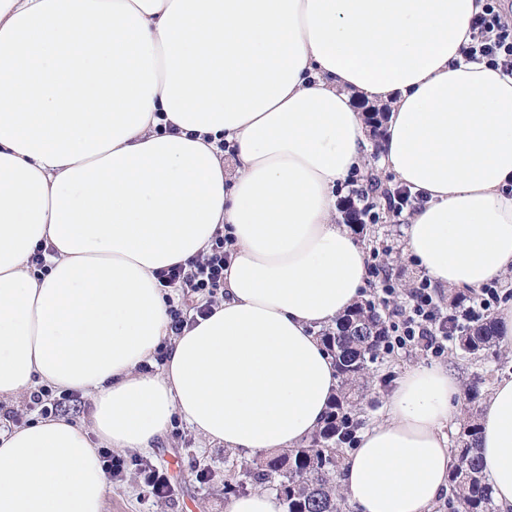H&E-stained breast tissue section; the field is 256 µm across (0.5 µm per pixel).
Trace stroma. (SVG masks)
<instances>
[{"label": "stroma", "instance_id": "35a3bbf8", "mask_svg": "<svg viewBox=\"0 0 512 512\" xmlns=\"http://www.w3.org/2000/svg\"><path fill=\"white\" fill-rule=\"evenodd\" d=\"M377 212L378 221L368 224L363 235L368 255L376 257L384 269L401 274L404 284L420 280L422 271L400 258L401 222L386 206H379ZM416 364L444 366L465 385L480 381L481 394L485 397L496 382L512 378V358L474 361L457 355L451 348L438 358L418 351H395L384 360L380 372L397 378ZM144 457L166 469L174 488L172 497L161 500L150 495L132 469L123 481L113 484L104 512H225L224 481L229 475L228 469L233 463L247 460L248 455L207 441L179 419Z\"/></svg>", "mask_w": 512, "mask_h": 512}]
</instances>
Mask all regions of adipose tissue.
<instances>
[{
    "label": "adipose tissue",
    "instance_id": "adipose-tissue-1",
    "mask_svg": "<svg viewBox=\"0 0 512 512\" xmlns=\"http://www.w3.org/2000/svg\"><path fill=\"white\" fill-rule=\"evenodd\" d=\"M479 10L0 0V400L49 386L92 405L0 429V512H104L99 449L150 450L177 418L249 453L319 429L339 381L317 332L369 278L336 217L338 184L367 168L353 95L389 104L379 165L426 199L404 257L447 288L512 275V75L459 52ZM219 236L224 300L170 335L158 274ZM459 393L444 367L407 369L345 460L347 501L431 512ZM477 453L512 512V378L483 406Z\"/></svg>",
    "mask_w": 512,
    "mask_h": 512
}]
</instances>
